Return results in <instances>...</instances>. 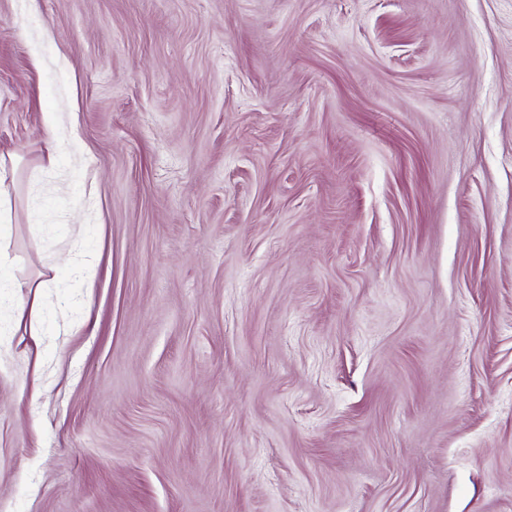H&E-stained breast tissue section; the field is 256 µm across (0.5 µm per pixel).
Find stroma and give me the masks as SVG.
Masks as SVG:
<instances>
[{"label":"stroma","mask_w":512,"mask_h":512,"mask_svg":"<svg viewBox=\"0 0 512 512\" xmlns=\"http://www.w3.org/2000/svg\"><path fill=\"white\" fill-rule=\"evenodd\" d=\"M1 153L5 512H512V0H0ZM13 196L8 183V171L5 159L0 155V265L8 260V254L2 249V239L12 224ZM24 288H45V283H39L31 286L26 283L13 282V281H0V303L3 301L9 302V304L15 309L20 311V315L23 316L26 311V306L29 303V296L31 290L26 293L27 300L25 301Z\"/></svg>","instance_id":"35a3bbf8"}]
</instances>
